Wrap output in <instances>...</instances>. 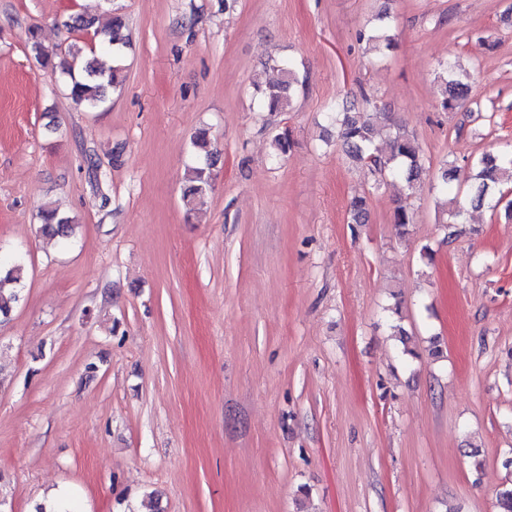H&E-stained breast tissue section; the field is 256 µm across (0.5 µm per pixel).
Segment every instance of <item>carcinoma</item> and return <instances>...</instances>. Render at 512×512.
<instances>
[{"label":"carcinoma","mask_w":512,"mask_h":512,"mask_svg":"<svg viewBox=\"0 0 512 512\" xmlns=\"http://www.w3.org/2000/svg\"><path fill=\"white\" fill-rule=\"evenodd\" d=\"M374 50L381 52L393 45L392 23L385 14L380 24L364 34ZM27 40L34 58L42 65L51 64L55 52L47 49L40 41L34 28L28 29ZM130 46V37L124 18L112 15L108 26L101 31L100 50L112 56L113 65L109 70L98 66L89 49L73 43L68 46L67 57L60 62L62 82L72 101L87 111L100 108L108 99L109 90L122 83V60ZM281 77L266 84L261 91L260 105L269 112H286L290 109L297 92L298 80L291 61L280 62ZM439 106L445 112L459 108L469 97L473 74L458 60L448 59L439 63ZM364 107L343 100L331 106L327 118L336 126V136L345 152L357 162L365 163L372 172L379 175L370 186V192L379 191L386 178L400 180L409 192L419 187L425 172L422 149L416 136L405 127L390 122L379 127L377 120L383 115V108L365 97ZM192 162L188 166L187 185L183 191L185 205L194 209L205 204L212 189L213 157L218 155L217 143L206 129L199 130L192 138ZM458 166L456 161L443 160L440 178L434 189L443 198L453 193ZM467 203H454L442 211V223L448 236L460 232V226L468 223L469 208H480L488 203H500L501 185L512 182V153L500 158L484 156L473 164ZM366 220V197L355 198L350 205V223L363 224ZM39 231L52 238L67 240L72 237L75 225L70 217L57 209L46 206L40 211ZM393 224L399 235L408 234L414 224V215L403 206L396 208ZM26 263L16 255L7 264H0V317H6L12 304L19 300V286L24 280Z\"/></svg>","instance_id":"cac0c4a2"}]
</instances>
